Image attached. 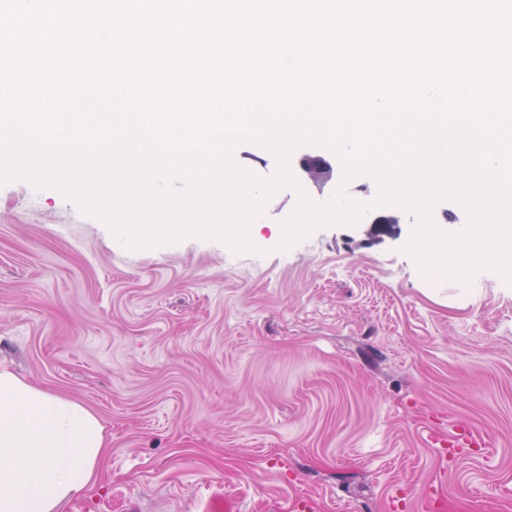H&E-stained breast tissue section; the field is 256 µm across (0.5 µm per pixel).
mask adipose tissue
<instances>
[{
	"instance_id": "1",
	"label": "adipose tissue",
	"mask_w": 512,
	"mask_h": 512,
	"mask_svg": "<svg viewBox=\"0 0 512 512\" xmlns=\"http://www.w3.org/2000/svg\"><path fill=\"white\" fill-rule=\"evenodd\" d=\"M104 446L83 405L0 370V512H63L90 485Z\"/></svg>"
}]
</instances>
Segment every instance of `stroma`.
<instances>
[{
	"label": "stroma",
	"instance_id": "1",
	"mask_svg": "<svg viewBox=\"0 0 512 512\" xmlns=\"http://www.w3.org/2000/svg\"><path fill=\"white\" fill-rule=\"evenodd\" d=\"M250 227L132 250L54 187L0 186V367L101 422L64 512H512V283L423 277L414 220L315 229L298 176ZM472 447L452 448L458 429Z\"/></svg>",
	"mask_w": 512,
	"mask_h": 512
}]
</instances>
